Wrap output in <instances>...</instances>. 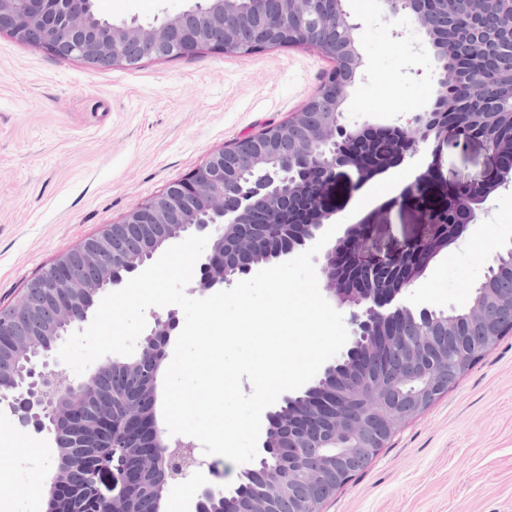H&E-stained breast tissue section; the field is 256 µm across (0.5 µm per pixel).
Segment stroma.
<instances>
[{"instance_id":"35a3bbf8","label":"stroma","mask_w":512,"mask_h":512,"mask_svg":"<svg viewBox=\"0 0 512 512\" xmlns=\"http://www.w3.org/2000/svg\"><path fill=\"white\" fill-rule=\"evenodd\" d=\"M193 0H94L97 14L146 24ZM359 24L364 66L344 105L351 122L405 124L428 110L437 88L432 49L412 16L385 17L379 0H344ZM334 66L316 50L283 47L247 58L201 50L135 68L97 70L0 34V308L26 282L103 225L185 180L215 151L286 121ZM433 145L353 193L337 192L342 227L377 213L374 250L402 249L425 227L414 214L380 211L411 170L437 164L467 178L488 164L479 143L467 151ZM483 244L464 236L428 265L406 292L411 309H464L496 252L512 242V185L479 215ZM21 437L39 451L15 448ZM47 433L0 413V512H46L52 474ZM223 480L199 472L172 486L165 505L194 512L199 488L236 486L241 468L217 457ZM320 512H512V332L419 415L404 422L369 465Z\"/></svg>"}]
</instances>
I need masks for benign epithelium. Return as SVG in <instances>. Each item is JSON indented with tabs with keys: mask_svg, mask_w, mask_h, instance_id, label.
I'll use <instances>...</instances> for the list:
<instances>
[{
	"mask_svg": "<svg viewBox=\"0 0 512 512\" xmlns=\"http://www.w3.org/2000/svg\"><path fill=\"white\" fill-rule=\"evenodd\" d=\"M495 29L474 31L475 39L461 43L456 35L461 6L476 0H383L384 13L395 17L410 13L416 29L434 49L439 77L433 111L469 112L480 117L498 105L503 92L495 77L480 84L463 80L454 58L463 52L494 50L512 56V0H494ZM275 7L231 14L224 0H199L195 6L153 24L136 22L92 24L93 0H0V34L39 47L63 59L78 60L93 68H133L145 59L163 60L207 49L242 55L243 33L271 50L284 41L309 47L336 62L323 77L317 93L293 113L288 123L264 128L249 138L214 152L185 180L128 211L120 220L83 240L49 264V274L30 279L13 306L0 308V375L22 364L28 382L0 378V409L22 427L53 435L50 458L53 475L50 512L61 509L79 495L69 472L86 471V491L97 512H132L142 468L155 466L166 488L203 469L213 470L199 458L195 445L173 436L158 425L156 401L159 370L165 346L178 326L176 312L150 313L153 323L129 359L106 358L93 363L79 377L69 367L51 359L53 347H43L40 337L69 336L88 320L94 299L124 281L122 267L135 276L157 253L153 240L162 244L195 233L209 237L199 265L194 290L203 294L254 274L261 266L312 247L333 223L338 208L332 190L340 183L347 191L359 189L369 179L403 163L420 145L434 141L439 147L466 150L480 142L489 165L465 180L448 177V189L436 192L430 168L408 182L399 197L388 204L416 207L428 236L408 244L405 254L418 253V262L395 273L397 254H376L362 241L371 234L374 215L349 227L343 236L322 248L314 258L327 297L350 310L354 325L349 347L332 359L301 395L283 394L265 413L267 426L257 457L264 466L246 464L255 475L263 496L238 497L233 512H280L284 502L290 512H309L308 503L330 496L348 483L373 459L387 437L403 422L425 410L454 385L473 356L486 353L505 330H512V288H481L468 316L477 327L469 349L448 367V342L455 318L435 310L414 311L396 305L397 296L410 288L427 264L442 249L456 243L490 193L512 181V167L501 157H512V141L495 144L484 137L465 134L439 124L424 112L404 126L386 130L390 138L376 164L359 159L357 145L366 125L351 123L344 115L349 89L363 66L359 26L350 20L342 0H274ZM344 38L336 40V29ZM322 174L320 194L302 210L293 236L286 240L270 229L281 222L288 202L307 195L305 173ZM439 194L460 224L448 231L438 224L434 211L421 199ZM398 349L397 360L385 366L379 397L387 415L361 411L350 405L375 360ZM150 366L116 409L114 394L100 389L114 366ZM81 428L93 459L65 455L64 434ZM109 487L103 492L101 486ZM224 490L205 486L196 496L195 512H206Z\"/></svg>",
	"mask_w": 512,
	"mask_h": 512,
	"instance_id": "1",
	"label": "benign epithelium"
}]
</instances>
